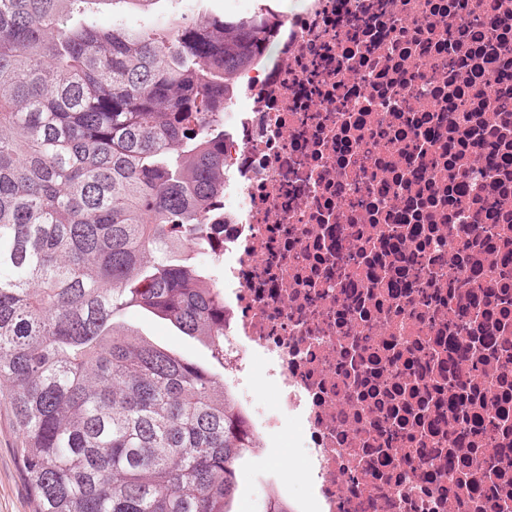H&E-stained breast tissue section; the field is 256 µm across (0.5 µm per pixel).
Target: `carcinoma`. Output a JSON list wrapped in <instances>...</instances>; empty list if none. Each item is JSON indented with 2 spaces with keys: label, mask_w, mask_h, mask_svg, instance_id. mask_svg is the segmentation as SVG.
<instances>
[{
  "label": "carcinoma",
  "mask_w": 512,
  "mask_h": 512,
  "mask_svg": "<svg viewBox=\"0 0 512 512\" xmlns=\"http://www.w3.org/2000/svg\"><path fill=\"white\" fill-rule=\"evenodd\" d=\"M163 2L0 0V393L36 512H232L259 447L196 250L224 201V98L272 23ZM133 308L208 363L144 337Z\"/></svg>",
  "instance_id": "1"
}]
</instances>
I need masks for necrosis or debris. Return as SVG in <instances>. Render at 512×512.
Masks as SVG:
<instances>
[{
  "mask_svg": "<svg viewBox=\"0 0 512 512\" xmlns=\"http://www.w3.org/2000/svg\"><path fill=\"white\" fill-rule=\"evenodd\" d=\"M224 100V383L289 512H512V0H240ZM308 493L294 497L293 479Z\"/></svg>",
  "mask_w": 512,
  "mask_h": 512,
  "instance_id": "necrosis-or-debris-1",
  "label": "necrosis or debris"
}]
</instances>
